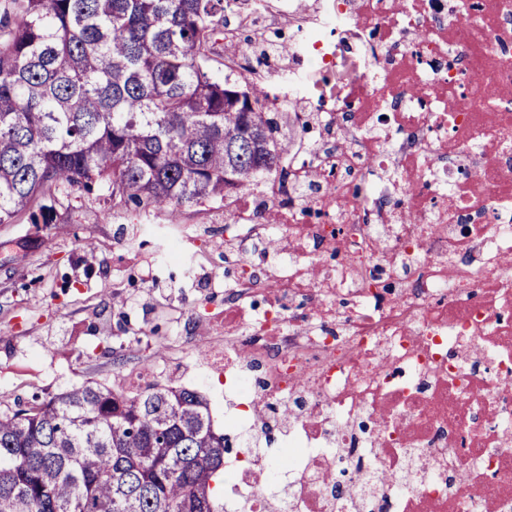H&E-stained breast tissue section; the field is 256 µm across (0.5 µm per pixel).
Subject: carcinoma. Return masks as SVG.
I'll return each instance as SVG.
<instances>
[{"mask_svg":"<svg viewBox=\"0 0 512 512\" xmlns=\"http://www.w3.org/2000/svg\"><path fill=\"white\" fill-rule=\"evenodd\" d=\"M0 42V224L106 182L177 217L279 168L265 87L213 76L224 0H15ZM247 90L253 124L242 122ZM224 434L197 391L87 381L0 409V512H224Z\"/></svg>","mask_w":512,"mask_h":512,"instance_id":"1","label":"carcinoma"}]
</instances>
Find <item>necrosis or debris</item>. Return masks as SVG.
<instances>
[{"label": "necrosis or debris", "instance_id": "necrosis-or-debris-1", "mask_svg": "<svg viewBox=\"0 0 512 512\" xmlns=\"http://www.w3.org/2000/svg\"><path fill=\"white\" fill-rule=\"evenodd\" d=\"M312 147L224 200V512H512V0H238Z\"/></svg>", "mask_w": 512, "mask_h": 512}]
</instances>
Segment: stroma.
Listing matches in <instances>:
<instances>
[{
	"instance_id": "obj_1",
	"label": "stroma",
	"mask_w": 512,
	"mask_h": 512,
	"mask_svg": "<svg viewBox=\"0 0 512 512\" xmlns=\"http://www.w3.org/2000/svg\"><path fill=\"white\" fill-rule=\"evenodd\" d=\"M49 224L20 214L0 224V402L51 396L93 380L123 387L114 353L127 364L150 360L159 381L178 380L209 400L216 430L224 428V386L196 369L181 376L199 348L223 345L217 315L224 270L200 285L146 281L170 241L167 213L113 207L107 184L92 191L39 197ZM214 248L224 245V203L183 207Z\"/></svg>"
}]
</instances>
